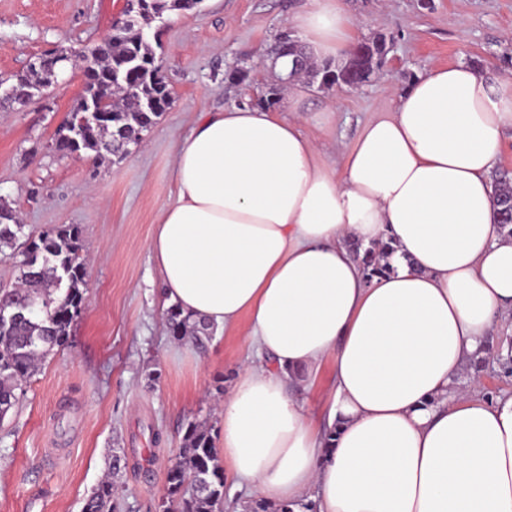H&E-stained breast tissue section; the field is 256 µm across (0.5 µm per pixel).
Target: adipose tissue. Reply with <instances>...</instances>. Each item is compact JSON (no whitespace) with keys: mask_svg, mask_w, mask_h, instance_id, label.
Listing matches in <instances>:
<instances>
[{"mask_svg":"<svg viewBox=\"0 0 512 512\" xmlns=\"http://www.w3.org/2000/svg\"><path fill=\"white\" fill-rule=\"evenodd\" d=\"M346 56L343 0L290 18ZM280 108L200 115L150 253L164 306L240 335L220 413L230 481L314 512H512V393L460 377L512 319V233L492 179L512 75L432 67L333 157ZM388 270L364 274V248Z\"/></svg>","mask_w":512,"mask_h":512,"instance_id":"adipose-tissue-1","label":"adipose tissue"}]
</instances>
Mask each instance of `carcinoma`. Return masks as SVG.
Wrapping results in <instances>:
<instances>
[{
    "instance_id": "obj_1",
    "label": "carcinoma",
    "mask_w": 512,
    "mask_h": 512,
    "mask_svg": "<svg viewBox=\"0 0 512 512\" xmlns=\"http://www.w3.org/2000/svg\"><path fill=\"white\" fill-rule=\"evenodd\" d=\"M201 0H141L135 18L114 29L103 43H90L81 50L91 80L73 110L92 101H109L106 118L95 125L72 121L58 130V149L122 157L128 146L136 145L163 112L169 108L167 85L160 75L155 50L143 32V25L166 11H189ZM386 38L379 35L359 46L352 59L341 66L325 61H306L303 46L294 42L287 59L296 58L294 77L306 76L321 87L354 86L370 79L383 66ZM66 67L57 64L54 52L43 54L42 65L11 76L15 97L53 86ZM15 211L0 202V253L11 249L21 253L17 286L0 289V422L14 410L24 386L54 350L65 346L70 327L84 304V271L80 266V230L62 225L34 238L25 233ZM166 324L172 336L191 337L196 343L210 338L205 324H192L171 306ZM185 457L168 471L162 506L176 505L175 512H223L224 470L219 465L211 428L205 422H190L183 438ZM83 512H116L112 479L102 480L85 501Z\"/></svg>"
}]
</instances>
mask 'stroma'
Masks as SVG:
<instances>
[{
  "mask_svg": "<svg viewBox=\"0 0 512 512\" xmlns=\"http://www.w3.org/2000/svg\"><path fill=\"white\" fill-rule=\"evenodd\" d=\"M124 0H0V74L26 70L46 49L80 50L110 34ZM303 0H202L153 22L161 74L174 102L128 154L62 156L59 126L82 94L79 71L25 107L0 108V198L28 233L77 225L87 259L85 305L67 345L31 378L0 424V512H82L105 476L119 512H162L169 468L181 459L188 422L221 436L219 387L242 357L232 336L197 346L168 331L163 288L150 257L157 215L173 200L174 154L200 113L255 105L278 84L271 58ZM360 39L383 33V71L358 87L314 88L304 132L325 145L350 144L376 110L395 102L435 65L483 74L512 70V0H345ZM243 80L226 79L229 66ZM335 122L312 117L330 102Z\"/></svg>",
  "mask_w": 512,
  "mask_h": 512,
  "instance_id": "35a3bbf8",
  "label": "stroma"
}]
</instances>
